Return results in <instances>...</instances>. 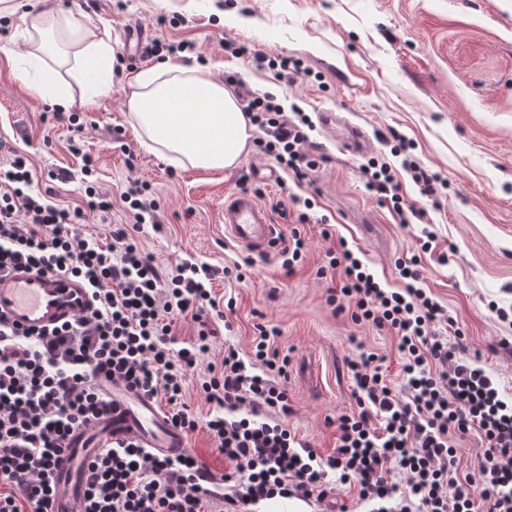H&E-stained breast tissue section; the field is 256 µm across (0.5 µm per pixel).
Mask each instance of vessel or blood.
<instances>
[{"label": "vessel or blood", "instance_id": "1", "mask_svg": "<svg viewBox=\"0 0 512 512\" xmlns=\"http://www.w3.org/2000/svg\"><path fill=\"white\" fill-rule=\"evenodd\" d=\"M224 231L244 248L265 254L277 233L267 210L248 190L224 201ZM94 309L90 289L69 274L19 265L0 272V318L10 325L45 330L73 322ZM108 413L92 426L74 431L64 442L53 472L55 495L51 512H84L85 472L94 456L112 440L133 436L151 451L172 456L183 451L186 438L150 396L108 382Z\"/></svg>", "mask_w": 512, "mask_h": 512}]
</instances>
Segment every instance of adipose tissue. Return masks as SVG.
Masks as SVG:
<instances>
[{
    "label": "adipose tissue",
    "instance_id": "1",
    "mask_svg": "<svg viewBox=\"0 0 512 512\" xmlns=\"http://www.w3.org/2000/svg\"><path fill=\"white\" fill-rule=\"evenodd\" d=\"M91 16L52 10L27 15L23 53L7 52L16 76L32 94L68 108L63 86L43 76L48 60L86 82V103L108 96L116 49L111 36L97 37ZM126 107L145 150L180 168L224 170L251 149L253 126L237 99L212 76L211 68L162 63L134 73Z\"/></svg>",
    "mask_w": 512,
    "mask_h": 512
}]
</instances>
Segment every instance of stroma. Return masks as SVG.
<instances>
[{
	"label": "stroma",
	"mask_w": 512,
	"mask_h": 512,
	"mask_svg": "<svg viewBox=\"0 0 512 512\" xmlns=\"http://www.w3.org/2000/svg\"><path fill=\"white\" fill-rule=\"evenodd\" d=\"M50 8L89 11L119 46L109 96L85 105L81 87L69 85L84 127L79 156L69 151L71 131L56 122L52 104L32 95L4 56L22 49L26 14ZM132 23L165 43L192 42L203 62L222 61L237 78L229 86L235 97L268 92L284 109L307 113L314 129L306 148L319 160L312 179L277 169L276 183L255 180L257 169L277 168L255 147L218 171L178 169L144 150L125 98L129 76L153 61L123 49ZM233 43L250 57L233 55ZM257 54L298 60L310 76L281 80L254 62ZM324 112L361 127L369 148L346 152L322 126ZM393 132L447 183L428 197L399 176L405 207L423 212L435 233L428 251L417 224H401L391 203L366 186L368 160L399 165L390 152ZM0 141L31 159L32 192L65 205L78 204L82 157L91 155L116 222L124 218L121 192L132 181L146 184L160 224L143 225L137 238L161 268L190 258L218 268L250 259L244 279L214 284L217 296L235 298L236 312L207 359L220 362L228 345L250 356L258 326L277 328L273 346L288 358L287 425L321 456L334 452L337 418L358 411L348 360L375 353L394 391L404 385L394 335L330 301L341 276L330 257L345 247L388 288L402 285L400 259L418 255L423 286L456 318L468 357L512 393V323L495 313L512 307V0H97L91 8L84 0H21L0 18ZM239 189L255 192L280 235L296 230L306 239L292 274H284L277 252L252 253L225 237L224 196ZM289 192L310 199L308 223L275 213Z\"/></svg>",
	"instance_id": "1"
}]
</instances>
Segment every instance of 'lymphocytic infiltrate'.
Here are the masks:
<instances>
[{"label": "lymphocytic infiltrate", "instance_id": "f902f5d3", "mask_svg": "<svg viewBox=\"0 0 512 512\" xmlns=\"http://www.w3.org/2000/svg\"><path fill=\"white\" fill-rule=\"evenodd\" d=\"M263 129L262 152L300 180L318 163L305 145L307 118L283 119L273 94H254L244 106ZM368 165L369 187L402 212L399 172L429 196L443 183L409 158ZM27 158H0V271L18 264L67 273L87 282L92 317L49 331L21 330L0 321V512H47L56 454L80 427L108 407L97 378L117 377L164 401L173 425L203 430L229 461L215 476L196 455H159L133 438L101 449L86 475V512H251L259 501L294 497L324 500L329 471L355 484L369 512H512V399L484 368L461 356L462 339L448 341L453 325L443 307L422 288L415 259L400 263L405 285L381 287L350 250H343L341 295L354 320L388 327L406 377V396L392 391L373 353L350 361L358 413L336 426L333 455L322 457L283 420L291 414L283 382L285 361L260 328L252 362L227 348L220 364L205 363L224 304L212 294L218 269L184 260L160 269L129 234V224L156 223L157 202L132 183L120 195L126 223L113 225L102 244L79 228L81 208H61L31 192ZM193 324L186 344L177 328ZM205 368L201 384L212 410L199 416L185 400L191 372ZM487 443L475 472L458 471L455 444L470 435ZM404 484L390 481L392 471ZM233 491H217L218 481Z\"/></svg>", "mask_w": 512, "mask_h": 512}]
</instances>
